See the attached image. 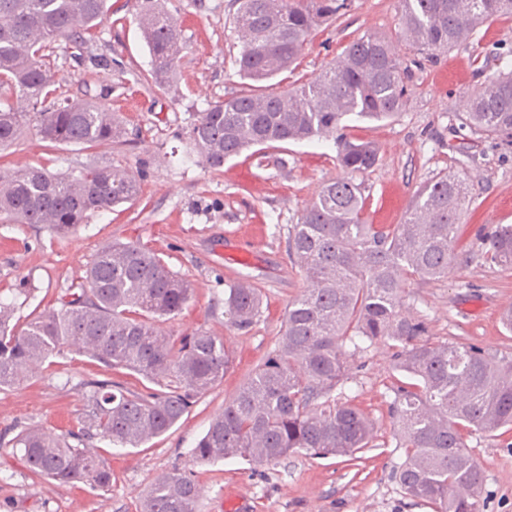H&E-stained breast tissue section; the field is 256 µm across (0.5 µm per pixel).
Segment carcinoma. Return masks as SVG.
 I'll use <instances>...</instances> for the list:
<instances>
[{"mask_svg": "<svg viewBox=\"0 0 512 512\" xmlns=\"http://www.w3.org/2000/svg\"><path fill=\"white\" fill-rule=\"evenodd\" d=\"M235 60L244 85L209 104L188 128L206 167L218 171L244 150L273 141L333 137L344 117L391 119L409 103L411 65L394 42L368 31L314 78L278 90L269 81L301 58L314 33L343 14L349 0H236ZM112 14L109 0H0V150L32 128L44 141L97 145L118 141L123 120L92 98H59L45 51L61 42L82 57ZM512 16V0H399V38L422 59L470 42L483 23ZM139 28L160 89L176 76L185 49L181 25L161 0H142ZM462 125L484 138H512V68L498 69L467 92ZM346 176L325 184L288 229L287 251L304 287L288 302L275 349L257 366L192 450L196 463L227 457L268 464L290 453L356 459L372 447L374 424L332 391L348 371L346 346L384 340L393 369L409 381L393 389L390 417L406 459L396 477L405 495L433 512H481L483 475L465 434L512 429V359L474 346L433 341L422 320L402 312L410 278L435 281L456 261L474 257L512 269V225L478 235L477 248L457 252L465 179L443 173L422 185L398 224H370L353 175L376 165L369 140H338ZM141 185L129 170L91 165L77 176L43 167L0 171V217L72 232L90 212L131 203ZM194 293L192 281L168 269L139 243L102 246L85 282L67 288L22 324L0 304V390L30 379L63 349L135 372L154 384L136 391L96 381L77 426L56 434L21 431L14 444L29 471L60 485L105 488L112 474L85 446L100 438L137 448L167 433L196 399L224 379L233 359L224 338L207 331L177 335L160 324ZM261 289L247 279L224 289V318L238 333L253 327ZM201 490L187 470L157 477L140 512H200Z\"/></svg>", "mask_w": 512, "mask_h": 512, "instance_id": "obj_1", "label": "carcinoma"}]
</instances>
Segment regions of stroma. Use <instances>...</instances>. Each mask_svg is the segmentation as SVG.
<instances>
[{"label": "stroma", "mask_w": 512, "mask_h": 512, "mask_svg": "<svg viewBox=\"0 0 512 512\" xmlns=\"http://www.w3.org/2000/svg\"><path fill=\"white\" fill-rule=\"evenodd\" d=\"M111 3L112 14L98 28L88 60L75 62L57 46L56 87L59 97L92 96L121 113L125 141L55 145L30 131L0 152V170L41 164L68 175L91 164H112L139 177L141 196L91 214L65 236L42 225L0 222V302L13 308L15 320L25 321L78 284L103 245L144 243L195 285L192 300L164 329L222 336L235 361L223 381L163 436L138 448L93 440V450L112 471L109 487L97 489L32 478L13 440L27 427L58 433L76 423L88 382L120 380L139 391L148 382L68 350L50 357L23 385L0 391V512H139L155 478L174 469L192 470L202 491L201 512H226L240 497L248 512H433L410 501L395 477L405 451L392 433L389 408L401 375L382 343L363 342L353 350L348 376L335 391L338 401L357 406L375 422V446L359 459L301 451L264 465L240 458L193 465L192 449L274 349L288 302L304 286L288 258L289 226L324 184L344 172L330 137L270 142L228 160L222 170L207 168L185 132L197 112L236 88L232 60L241 44L233 0H165L181 23L186 49L163 91L146 79L150 55L135 0ZM367 31L396 35L398 0H351L335 24L315 35L295 71L282 73L283 84L313 77ZM99 57L110 58L111 66L96 65ZM506 64H512V17L485 23L468 45L415 69L405 112L383 121L346 118L348 137L375 141L380 149L378 163L355 176L368 223H400L417 189L448 171L467 179L471 195L459 247L471 248L484 227L512 224V144L472 140L460 121L466 92ZM238 278L263 287L261 314L246 334L224 324V285ZM508 304L512 270L478 260L455 265L437 281L408 280L403 292L404 313L425 321L432 340L469 343L493 357L512 358V333L499 319ZM466 441L483 472V512H512V431L475 432Z\"/></svg>", "instance_id": "stroma-1"}]
</instances>
